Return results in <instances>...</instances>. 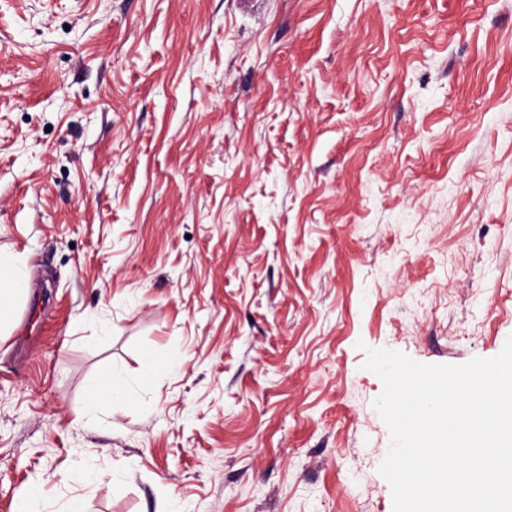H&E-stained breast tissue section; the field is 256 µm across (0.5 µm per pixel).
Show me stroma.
Masks as SVG:
<instances>
[{"mask_svg": "<svg viewBox=\"0 0 512 512\" xmlns=\"http://www.w3.org/2000/svg\"><path fill=\"white\" fill-rule=\"evenodd\" d=\"M0 249V512H393L358 342L512 337V0H0ZM27 280L24 257L14 252H0V335L12 324L15 301L24 293ZM50 479L39 478L20 494V512H79L71 500L49 502L41 498L39 489Z\"/></svg>", "mask_w": 512, "mask_h": 512, "instance_id": "stroma-1", "label": "stroma"}]
</instances>
